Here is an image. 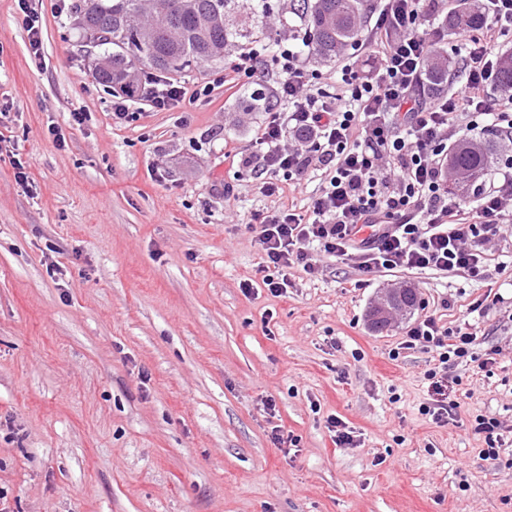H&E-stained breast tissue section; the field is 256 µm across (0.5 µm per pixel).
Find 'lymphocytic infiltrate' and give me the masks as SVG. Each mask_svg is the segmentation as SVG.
I'll return each mask as SVG.
<instances>
[{
	"mask_svg": "<svg viewBox=\"0 0 512 512\" xmlns=\"http://www.w3.org/2000/svg\"><path fill=\"white\" fill-rule=\"evenodd\" d=\"M366 46L380 61L372 77H343L337 92L316 88L300 53L281 51L279 77L266 108L258 149L241 157L263 193L281 181H299L310 167L324 172L308 213L283 210L254 215L250 225L268 275L271 294L288 288V271L315 274L308 251L317 244L326 255L359 268L460 272L487 276V245L503 238L512 224V169H502L493 185H477L475 206L448 195V149L461 138H478L485 127L512 138V96L491 98L488 86L499 56L498 34L512 30V0H484L485 30L463 35L461 88L423 98L425 61L448 32L437 26L447 0H378ZM141 87L152 107L167 112L187 98L208 96L204 85L182 84L145 74ZM369 236H362L363 228ZM413 344L434 347L437 364L425 377L431 400L423 414L435 422L452 420L458 403L448 394V369L474 361L477 333L469 321L440 326L433 317L406 332Z\"/></svg>",
	"mask_w": 512,
	"mask_h": 512,
	"instance_id": "obj_1",
	"label": "lymphocytic infiltrate"
}]
</instances>
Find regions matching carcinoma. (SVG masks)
I'll list each match as a JSON object with an SVG mask.
<instances>
[{"mask_svg": "<svg viewBox=\"0 0 512 512\" xmlns=\"http://www.w3.org/2000/svg\"><path fill=\"white\" fill-rule=\"evenodd\" d=\"M368 0H81L77 30L82 40L105 47L93 72L105 88L133 86L126 81L131 71L153 70L171 78L189 70L215 65L224 55L241 51L261 40L274 49L265 18L273 10L283 20L298 19L304 30L307 53L324 62H335L363 38V19ZM244 10L248 21L236 17L222 26L203 29L201 17L218 11ZM485 20L483 0H455L448 10V32L474 30ZM456 63L448 53L434 49L426 61L425 84L437 91L448 83ZM494 82L512 92V56L501 61ZM497 150V140L482 143L463 140L448 153V176L462 175L477 183L483 180Z\"/></svg>", "mask_w": 512, "mask_h": 512, "instance_id": "carcinoma-1", "label": "carcinoma"}]
</instances>
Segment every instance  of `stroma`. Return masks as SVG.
<instances>
[{
  "mask_svg": "<svg viewBox=\"0 0 512 512\" xmlns=\"http://www.w3.org/2000/svg\"><path fill=\"white\" fill-rule=\"evenodd\" d=\"M77 2L33 0L37 59L0 0V512H512V435L491 461L474 432L481 414L512 428V265L475 280L318 251V273L271 295L250 219L305 211L321 186L315 171L267 196L232 160L256 150L267 115L241 103L271 92L274 54L266 83L223 62L181 77L215 82L209 97L157 112L138 96L119 124ZM343 64L379 61L359 45L307 62L329 92ZM401 284L415 307L373 330ZM428 316L469 319L488 361L449 368L447 423L420 411L435 350L404 345ZM332 417L356 444L336 445Z\"/></svg>",
  "mask_w": 512,
  "mask_h": 512,
  "instance_id": "obj_1",
  "label": "stroma"
}]
</instances>
